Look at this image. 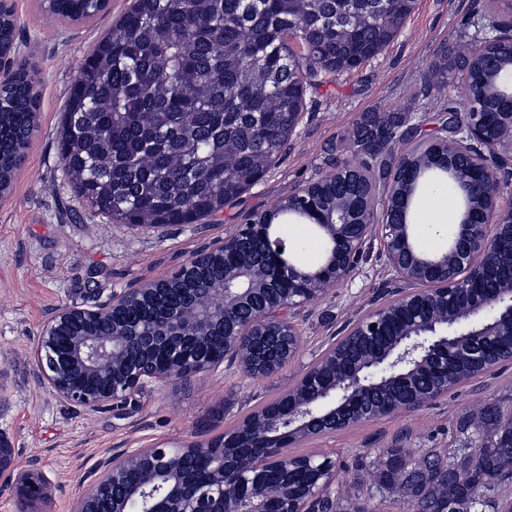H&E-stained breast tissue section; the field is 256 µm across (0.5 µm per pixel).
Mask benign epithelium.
Instances as JSON below:
<instances>
[{
  "mask_svg": "<svg viewBox=\"0 0 512 512\" xmlns=\"http://www.w3.org/2000/svg\"><path fill=\"white\" fill-rule=\"evenodd\" d=\"M472 108L430 154L432 165L482 181L473 205L465 203L468 185H462L456 231L437 256L417 249L410 225L387 222L399 195L394 181L374 199L382 206L379 224L311 218L329 242L325 263L315 272L284 259L283 242L275 246L266 239L261 253L252 254L247 244L256 225L237 224L224 242L182 266L196 272L226 251L237 253L235 271L219 285L193 288L178 303L152 312L151 304L170 286L171 278L163 277L115 292L94 307L63 305L51 313L36 349L39 379L63 401L97 412L123 408L147 388L187 381L222 365L249 378L284 368L299 347V321L309 304L347 279L375 233L392 273L389 300L355 323L358 335L373 343L366 362L323 381L321 374L334 359L332 351L325 352L290 389L295 402L288 413L242 420L260 433L231 451L220 434L177 448L159 441L113 452L89 473L72 512H266L271 499L280 502V512H319L313 503L324 484L318 480L329 470V482H335V461L326 454L303 456L316 489L312 497L293 502L288 486L263 480L266 472L288 470V448L374 418L354 406V395L380 393L405 380V366L446 371L450 359L480 360L478 341L512 334V270L493 265L498 254L512 253V210L499 208L500 186L488 174L490 162L512 161V91L495 128L487 125L481 106ZM130 309L144 320L135 326L112 322L116 312ZM218 333L224 336V353H204ZM197 455L211 462L204 486L185 466ZM15 456L0 437V476L11 477L22 512H41L50 483L34 460L30 468L15 471Z\"/></svg>",
  "mask_w": 512,
  "mask_h": 512,
  "instance_id": "benign-epithelium-1",
  "label": "benign epithelium"
}]
</instances>
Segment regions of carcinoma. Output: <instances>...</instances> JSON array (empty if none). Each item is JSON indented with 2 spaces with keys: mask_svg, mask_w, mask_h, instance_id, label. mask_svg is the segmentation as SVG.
<instances>
[{
  "mask_svg": "<svg viewBox=\"0 0 512 512\" xmlns=\"http://www.w3.org/2000/svg\"><path fill=\"white\" fill-rule=\"evenodd\" d=\"M134 0L85 57L67 97L57 146L69 183L91 207L121 224H195L224 209L257 183L295 131L307 79L320 71H353L377 56L399 33L415 0H387L375 17L363 2L346 20L336 14L348 0ZM106 9L104 0H47V10L70 22ZM298 32L309 49L288 44ZM494 41L481 52L458 56L439 49L429 78L448 85V73L462 71L470 84L460 92L470 102L497 101L512 75V50ZM36 68L21 67L0 91V180L21 165L29 115L38 100L25 88ZM406 116H361L346 134L357 160L336 162L358 172L336 183V193H318L321 204L340 218L351 203L377 188L372 169L395 180L405 166L422 165L408 188L414 199L433 186L452 184L448 173L424 166L433 149L415 141L418 128ZM295 205L268 214L273 239L283 226L306 224ZM512 336H500L478 366H448V386H459L477 369L487 372L506 356ZM358 336L336 342V371L366 358ZM466 442L459 448L380 449L375 492L352 512H375L371 501L397 496L409 512H512V412L489 406L458 422ZM305 495L303 475L274 476Z\"/></svg>",
  "mask_w": 512,
  "mask_h": 512,
  "instance_id": "cac0c4a2",
  "label": "carcinoma"
}]
</instances>
